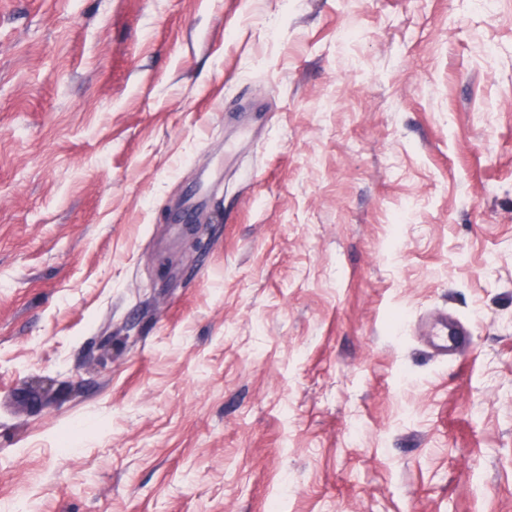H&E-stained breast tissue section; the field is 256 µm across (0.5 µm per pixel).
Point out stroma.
<instances>
[{
    "instance_id": "stroma-1",
    "label": "stroma",
    "mask_w": 512,
    "mask_h": 512,
    "mask_svg": "<svg viewBox=\"0 0 512 512\" xmlns=\"http://www.w3.org/2000/svg\"><path fill=\"white\" fill-rule=\"evenodd\" d=\"M0 512H512V0H0ZM420 335L437 353L446 354L448 349L463 348L469 332L447 315H441L424 321Z\"/></svg>"
}]
</instances>
